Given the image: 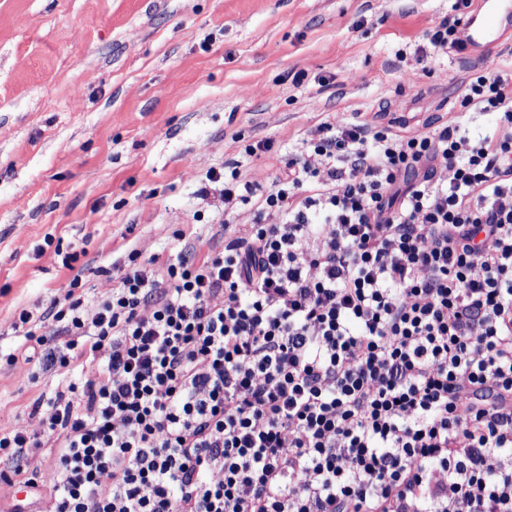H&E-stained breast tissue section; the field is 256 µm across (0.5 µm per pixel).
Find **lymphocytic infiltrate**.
Masks as SVG:
<instances>
[{
	"mask_svg": "<svg viewBox=\"0 0 512 512\" xmlns=\"http://www.w3.org/2000/svg\"><path fill=\"white\" fill-rule=\"evenodd\" d=\"M459 107L497 123H322L247 235L93 317L72 280L9 357L54 373L42 437L0 427L40 512H512V72Z\"/></svg>",
	"mask_w": 512,
	"mask_h": 512,
	"instance_id": "1",
	"label": "lymphocytic infiltrate"
}]
</instances>
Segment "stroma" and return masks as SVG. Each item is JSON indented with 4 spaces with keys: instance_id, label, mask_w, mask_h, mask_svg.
I'll return each mask as SVG.
<instances>
[{
    "instance_id": "35a3bbf8",
    "label": "stroma",
    "mask_w": 512,
    "mask_h": 512,
    "mask_svg": "<svg viewBox=\"0 0 512 512\" xmlns=\"http://www.w3.org/2000/svg\"><path fill=\"white\" fill-rule=\"evenodd\" d=\"M454 14L455 0H0V427L41 433L31 409L51 389L7 362L21 312L64 301L77 276L90 317L130 252L162 268L186 240L221 246L209 169L266 191L336 117L491 126L457 102L487 64L512 69V29L490 60L444 49L425 71L427 31ZM228 219L242 235L254 211Z\"/></svg>"
}]
</instances>
